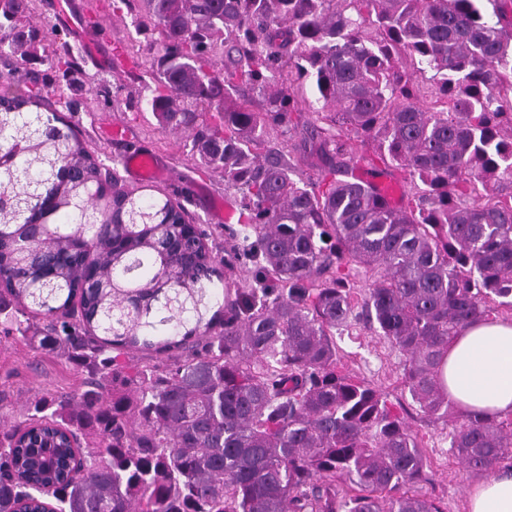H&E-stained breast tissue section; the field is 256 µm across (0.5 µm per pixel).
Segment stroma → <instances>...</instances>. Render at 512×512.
I'll use <instances>...</instances> for the list:
<instances>
[{"instance_id": "obj_1", "label": "stroma", "mask_w": 512, "mask_h": 512, "mask_svg": "<svg viewBox=\"0 0 512 512\" xmlns=\"http://www.w3.org/2000/svg\"><path fill=\"white\" fill-rule=\"evenodd\" d=\"M33 19L57 26V53H71L84 60L82 72L74 73L68 82H59L51 71L42 72L39 82L61 85L66 97L81 102L80 111L68 113L67 118L100 157L108 162L121 161L129 153L143 151L169 170L165 180L126 177L128 186L173 198L185 197L187 210L208 226L213 223L214 204L237 208V196L225 188L221 173L199 167L187 155L183 135L157 129L151 114L137 111V100L146 94L142 74L147 59L120 55L119 49L133 38L147 42L151 34L136 32L132 9L122 6L121 0H38ZM86 25L93 27L97 40V55L93 58L86 56L75 36L76 30ZM102 56L111 57V65H100L98 59ZM93 77L103 81L95 95L88 91ZM116 124L121 126L122 136L107 138L108 128ZM335 339L344 370L382 391L416 434L427 463V478L420 482V492L440 501L444 512H466L469 491L484 475L460 463L448 446V426L425 417L404 392L399 353L361 325L337 332ZM79 383V376L64 357L10 339L0 341V417L5 422L21 420L34 395H59L72 391Z\"/></svg>"}]
</instances>
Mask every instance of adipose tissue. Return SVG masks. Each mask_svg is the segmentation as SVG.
<instances>
[{
    "label": "adipose tissue",
    "instance_id": "adipose-tissue-1",
    "mask_svg": "<svg viewBox=\"0 0 512 512\" xmlns=\"http://www.w3.org/2000/svg\"><path fill=\"white\" fill-rule=\"evenodd\" d=\"M443 377L458 407L490 418L512 415V321L464 327L448 348ZM467 512H512V464L472 487Z\"/></svg>",
    "mask_w": 512,
    "mask_h": 512
}]
</instances>
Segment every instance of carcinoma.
<instances>
[{"instance_id": "1", "label": "carcinoma", "mask_w": 512, "mask_h": 512, "mask_svg": "<svg viewBox=\"0 0 512 512\" xmlns=\"http://www.w3.org/2000/svg\"><path fill=\"white\" fill-rule=\"evenodd\" d=\"M34 2L0 0V59L65 80L80 62L47 52ZM140 2L144 111L222 173L244 229L222 259L41 91L0 89V335L83 375L0 428V512H442L334 336L386 339L466 468L512 457V421L460 411L441 377L463 326L512 311V0ZM380 163L408 175L403 206L358 175ZM237 267L254 285L226 286Z\"/></svg>"}]
</instances>
